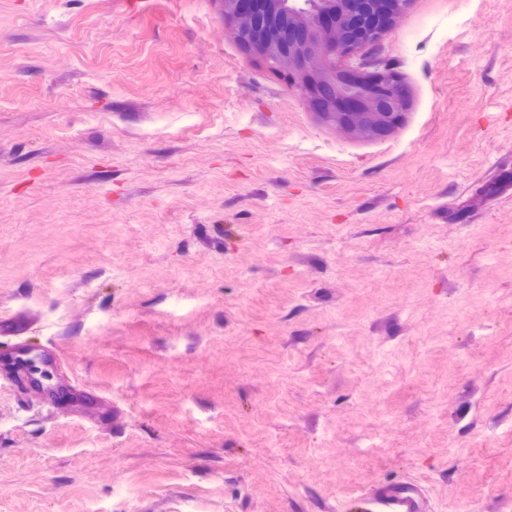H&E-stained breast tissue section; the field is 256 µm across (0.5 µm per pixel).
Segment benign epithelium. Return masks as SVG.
I'll return each instance as SVG.
<instances>
[{
	"mask_svg": "<svg viewBox=\"0 0 512 512\" xmlns=\"http://www.w3.org/2000/svg\"><path fill=\"white\" fill-rule=\"evenodd\" d=\"M410 0H224V22L247 46L288 66L293 87L327 123L367 137L392 130L407 106L402 84L364 72L376 42Z\"/></svg>",
	"mask_w": 512,
	"mask_h": 512,
	"instance_id": "7a95c632",
	"label": "benign epithelium"
}]
</instances>
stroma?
<instances>
[{
  "instance_id": "stroma-1",
  "label": "stroma",
  "mask_w": 512,
  "mask_h": 512,
  "mask_svg": "<svg viewBox=\"0 0 512 512\" xmlns=\"http://www.w3.org/2000/svg\"><path fill=\"white\" fill-rule=\"evenodd\" d=\"M380 138L324 122L218 0H0V512H350L383 481L512 512V0L366 47ZM31 347L22 336H15V340L9 344L0 345V376L24 395L34 396L42 402L55 408L72 406L76 397L86 400L83 407L85 414L100 416V397L92 393L79 390L70 382L55 384L53 388L46 389L40 384L38 375L30 373L26 363Z\"/></svg>"
}]
</instances>
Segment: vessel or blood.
I'll list each match as a JSON object with an SVG mask.
<instances>
[{"instance_id":"1","label":"vessel or blood","mask_w":512,"mask_h":512,"mask_svg":"<svg viewBox=\"0 0 512 512\" xmlns=\"http://www.w3.org/2000/svg\"><path fill=\"white\" fill-rule=\"evenodd\" d=\"M30 350L27 340L20 336L11 344L0 346V378L10 382L21 393L36 397L52 407H68L80 398L85 402L84 413L99 414V396L79 391L72 383L63 382L50 389L43 388L38 376L31 374L27 367ZM358 508L360 512H430L424 487L414 481L377 483L360 499Z\"/></svg>"}]
</instances>
